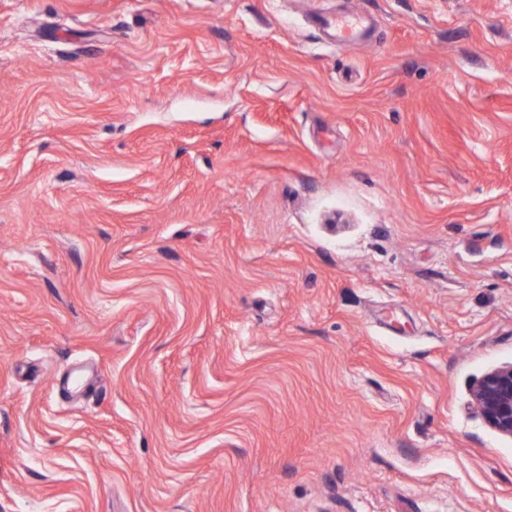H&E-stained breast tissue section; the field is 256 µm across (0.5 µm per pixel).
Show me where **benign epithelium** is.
<instances>
[{
  "instance_id": "7a95c632",
  "label": "benign epithelium",
  "mask_w": 512,
  "mask_h": 512,
  "mask_svg": "<svg viewBox=\"0 0 512 512\" xmlns=\"http://www.w3.org/2000/svg\"><path fill=\"white\" fill-rule=\"evenodd\" d=\"M471 400L489 427L512 438V363L477 379L471 388Z\"/></svg>"
}]
</instances>
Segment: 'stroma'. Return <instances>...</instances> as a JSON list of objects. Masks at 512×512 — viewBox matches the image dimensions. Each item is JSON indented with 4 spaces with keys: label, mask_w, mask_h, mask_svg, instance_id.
<instances>
[{
    "label": "stroma",
    "mask_w": 512,
    "mask_h": 512,
    "mask_svg": "<svg viewBox=\"0 0 512 512\" xmlns=\"http://www.w3.org/2000/svg\"><path fill=\"white\" fill-rule=\"evenodd\" d=\"M510 362L512 0H0V512H512ZM327 24L335 32L336 44L341 46L349 45L362 32L360 18L336 17L328 20ZM471 400L489 427L512 438V363L477 379L471 388Z\"/></svg>",
    "instance_id": "35a3bbf8"
}]
</instances>
